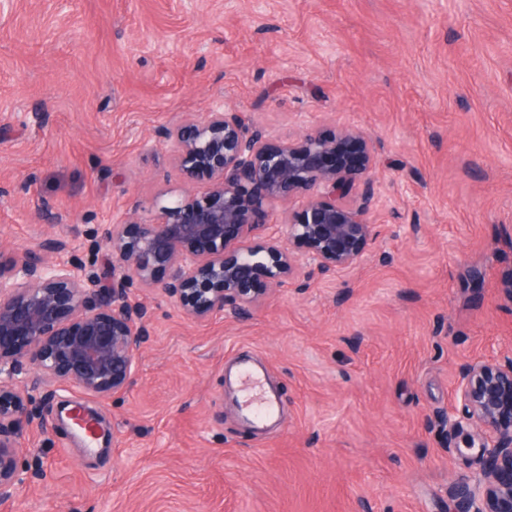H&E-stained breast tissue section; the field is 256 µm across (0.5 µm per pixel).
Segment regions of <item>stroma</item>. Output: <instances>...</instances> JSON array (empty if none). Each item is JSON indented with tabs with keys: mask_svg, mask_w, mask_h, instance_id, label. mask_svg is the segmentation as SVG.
Wrapping results in <instances>:
<instances>
[{
	"mask_svg": "<svg viewBox=\"0 0 512 512\" xmlns=\"http://www.w3.org/2000/svg\"><path fill=\"white\" fill-rule=\"evenodd\" d=\"M0 13V248L68 241L185 184L168 129L226 105L272 144L351 126L379 203L359 267H302L241 316L161 288L136 376L93 400L36 371L46 430L0 512H451L472 471L434 428L461 368L512 352V0H11ZM277 392L246 419L238 359ZM96 409L87 442L61 410Z\"/></svg>",
	"mask_w": 512,
	"mask_h": 512,
	"instance_id": "stroma-1",
	"label": "stroma"
}]
</instances>
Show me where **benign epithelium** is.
Listing matches in <instances>:
<instances>
[{"label": "benign epithelium", "instance_id": "benign-epithelium-1", "mask_svg": "<svg viewBox=\"0 0 512 512\" xmlns=\"http://www.w3.org/2000/svg\"><path fill=\"white\" fill-rule=\"evenodd\" d=\"M167 138L185 181L206 176L210 186L160 199L153 219L132 235V214L112 218L102 236L111 287L61 238L24 253L0 251L1 502L35 479L19 448L40 416L18 377L32 369L92 398L126 389L147 332V310L130 302L133 286L152 287L164 270L162 290L187 314L205 318L226 306L246 312L296 274L292 246L305 249L318 275L332 278L359 265L373 239L376 160L352 128L332 139L310 130L298 143L272 145L262 128L224 107L181 123ZM360 178L354 206L348 196ZM292 204L298 210L285 244L265 230L276 208ZM456 398V413L438 426L479 471L454 487L453 512H512V354L467 364Z\"/></svg>", "mask_w": 512, "mask_h": 512}]
</instances>
